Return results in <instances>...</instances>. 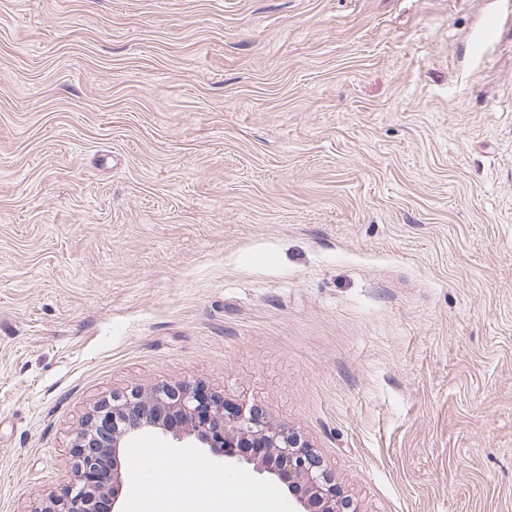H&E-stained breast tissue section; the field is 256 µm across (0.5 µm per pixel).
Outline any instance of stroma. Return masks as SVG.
<instances>
[{
    "instance_id": "obj_1",
    "label": "stroma",
    "mask_w": 512,
    "mask_h": 512,
    "mask_svg": "<svg viewBox=\"0 0 512 512\" xmlns=\"http://www.w3.org/2000/svg\"><path fill=\"white\" fill-rule=\"evenodd\" d=\"M178 381L357 512H512V0H0V512Z\"/></svg>"
}]
</instances>
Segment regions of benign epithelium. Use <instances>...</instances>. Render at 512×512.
<instances>
[{
  "label": "benign epithelium",
  "instance_id": "1",
  "mask_svg": "<svg viewBox=\"0 0 512 512\" xmlns=\"http://www.w3.org/2000/svg\"><path fill=\"white\" fill-rule=\"evenodd\" d=\"M152 433L187 448H206L226 464L251 465L288 491L294 512L352 508L320 455L294 429L269 422L257 408L229 406L217 394L177 382L114 394L100 403L77 434L73 479L46 512H92V502L109 494L113 512H121L127 448Z\"/></svg>",
  "mask_w": 512,
  "mask_h": 512
}]
</instances>
